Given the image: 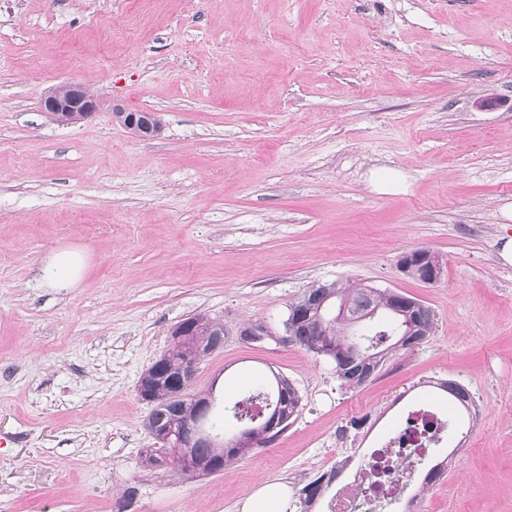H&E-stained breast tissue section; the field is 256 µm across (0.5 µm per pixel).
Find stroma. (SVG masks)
<instances>
[{
	"label": "stroma",
	"instance_id": "1",
	"mask_svg": "<svg viewBox=\"0 0 512 512\" xmlns=\"http://www.w3.org/2000/svg\"><path fill=\"white\" fill-rule=\"evenodd\" d=\"M65 81L98 111L42 112ZM506 234L512 0H0V512H240L267 480L297 512L414 402L447 406L445 380L480 413L399 512H512ZM62 248L84 255L77 287L44 274ZM415 249L438 280L400 272ZM334 281L420 300L430 335L348 387L283 340L289 304ZM200 312L226 338L191 392L221 407L276 371L301 404L220 472L143 466L139 377ZM254 322L269 338L240 340ZM116 112H122L126 117V126L142 136H150L159 131V127H155L157 121L155 112L146 110L126 112L123 109H117ZM419 258L424 263V267L421 268L417 274L419 276V281L430 283L434 281L439 274V266L435 257L428 251L424 249L412 250L410 252L405 253L400 261L399 268L403 273H409L413 271L412 259ZM324 474L312 481L306 483L299 491L298 502L300 509L297 512H308L311 511L309 508L312 504L321 498L324 492Z\"/></svg>",
	"mask_w": 512,
	"mask_h": 512
}]
</instances>
